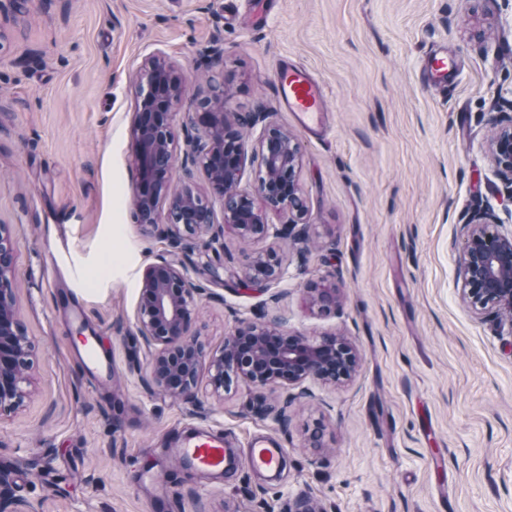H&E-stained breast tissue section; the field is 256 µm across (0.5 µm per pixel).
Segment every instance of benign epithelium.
Wrapping results in <instances>:
<instances>
[{
  "mask_svg": "<svg viewBox=\"0 0 512 512\" xmlns=\"http://www.w3.org/2000/svg\"><path fill=\"white\" fill-rule=\"evenodd\" d=\"M183 96V85L174 67L164 58L149 59L138 80L136 106L130 135L135 173L134 220L143 231L159 227L161 206L167 222L162 230L170 250L148 264L141 278L136 328L150 370L144 387L181 400L196 397L199 369L207 366V387L220 397L229 376L261 392L278 385L296 388L308 379L341 384L350 380L360 362L357 348L342 335H326L313 342L300 335L284 334L282 320L239 323L224 345L206 349L192 330L199 299L205 288L193 283L188 269L196 268L206 281L224 283V264L201 261L200 242L217 243L225 230L239 238L275 239L302 255L308 241V224L296 172L301 151L285 129L268 125L258 141L265 172L253 190L236 189L237 201L224 202V223L217 224L211 198H224L225 186L240 185L246 166L242 148L224 134L226 113L192 112L185 125L183 186L171 189L176 141L174 106ZM497 134L489 144L498 176L512 185V115L494 121ZM202 170L207 190L193 185L196 170ZM284 213L282 224L269 222V213ZM462 250L463 297L471 309L499 319L512 311V234L485 211L473 213L467 223ZM285 272L274 251L257 256L245 271L243 283L264 287ZM15 267L9 227L0 225V417L22 408L32 392L33 344L25 335L14 298ZM335 276L310 285L306 303L312 310L339 299Z\"/></svg>",
  "mask_w": 512,
  "mask_h": 512,
  "instance_id": "obj_1",
  "label": "benign epithelium"
}]
</instances>
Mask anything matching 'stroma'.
Listing matches in <instances>:
<instances>
[{
    "mask_svg": "<svg viewBox=\"0 0 512 512\" xmlns=\"http://www.w3.org/2000/svg\"><path fill=\"white\" fill-rule=\"evenodd\" d=\"M457 59L447 88L427 54ZM165 56L187 112L223 94L228 122L266 112L301 148L310 237L262 292L241 283L266 240L224 234V282L193 328L223 345L236 321L279 311L290 333L341 334L361 363L342 385L307 380L289 421L253 412L233 383L197 404L146 391L135 317L144 267L167 248L132 215L134 80ZM309 68L329 128L305 131L277 67ZM512 95V0H27L0 20V224L17 256L16 307L38 347L35 392L0 421V467L36 512H512V327L462 297L464 225L485 209L512 232V186L488 144ZM332 274L335 310L304 291ZM83 336L115 374L88 373ZM211 429L231 447L280 442L276 480H216L171 449ZM455 66V60L448 53L434 51L428 54L424 63V78L427 84L446 88L449 73Z\"/></svg>",
    "mask_w": 512,
    "mask_h": 512,
    "instance_id": "1",
    "label": "stroma"
}]
</instances>
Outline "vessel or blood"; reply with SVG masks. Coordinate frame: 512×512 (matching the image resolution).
<instances>
[{
    "instance_id": "vessel-or-blood-1",
    "label": "vessel or blood",
    "mask_w": 512,
    "mask_h": 512,
    "mask_svg": "<svg viewBox=\"0 0 512 512\" xmlns=\"http://www.w3.org/2000/svg\"><path fill=\"white\" fill-rule=\"evenodd\" d=\"M455 61L447 53L434 51L424 63V78L427 84L445 87ZM278 92L287 112L308 131L322 129L326 123L328 109L325 91L320 81L308 68L296 64H282L278 72ZM83 365L91 374L111 377L112 360L100 355L93 337H86L82 357ZM283 454L281 444L272 440L254 443L244 458L245 465L253 470L276 471ZM176 457L184 466L222 477L229 459L235 458L234 449L225 447L222 434L202 429L188 437L175 450Z\"/></svg>"
}]
</instances>
